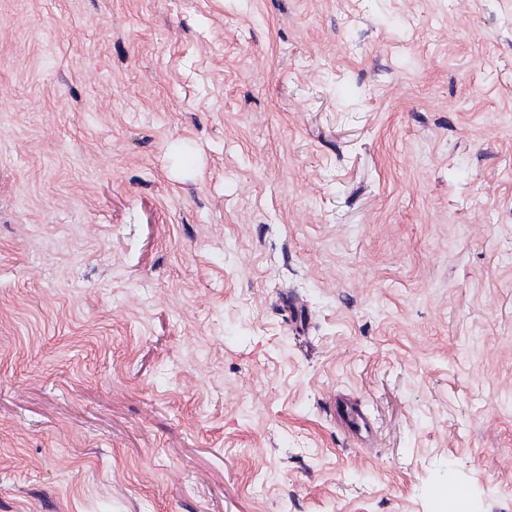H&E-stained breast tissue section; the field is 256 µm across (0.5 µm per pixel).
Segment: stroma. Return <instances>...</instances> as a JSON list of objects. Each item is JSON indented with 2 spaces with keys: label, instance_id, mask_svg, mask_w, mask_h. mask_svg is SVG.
<instances>
[{
  "label": "stroma",
  "instance_id": "35a3bbf8",
  "mask_svg": "<svg viewBox=\"0 0 512 512\" xmlns=\"http://www.w3.org/2000/svg\"><path fill=\"white\" fill-rule=\"evenodd\" d=\"M441 489L512 512V0H0V512ZM336 414L344 421L353 434H365V436L372 434L369 421L356 407H353L345 401H339L336 403Z\"/></svg>",
  "mask_w": 512,
  "mask_h": 512
}]
</instances>
